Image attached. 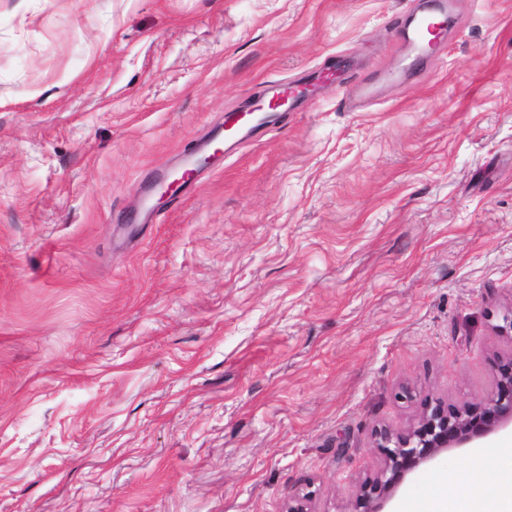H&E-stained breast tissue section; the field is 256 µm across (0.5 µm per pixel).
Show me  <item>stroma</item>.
Returning <instances> with one entry per match:
<instances>
[{"label":"stroma","mask_w":512,"mask_h":512,"mask_svg":"<svg viewBox=\"0 0 512 512\" xmlns=\"http://www.w3.org/2000/svg\"><path fill=\"white\" fill-rule=\"evenodd\" d=\"M0 0V512H352L375 431L495 390L512 352V0ZM223 166L139 223L143 182L270 86ZM512 426L384 512L512 471ZM416 24L407 33L406 48L416 57L433 54L445 43L448 31V2H417L413 8Z\"/></svg>","instance_id":"obj_1"}]
</instances>
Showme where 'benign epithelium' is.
Wrapping results in <instances>:
<instances>
[{"label":"benign epithelium","mask_w":512,"mask_h":512,"mask_svg":"<svg viewBox=\"0 0 512 512\" xmlns=\"http://www.w3.org/2000/svg\"><path fill=\"white\" fill-rule=\"evenodd\" d=\"M496 391L485 401L463 408L429 399L416 426L403 435L376 430L383 466L365 478L353 512H383L387 500L406 477L438 453L459 448L512 423V354L493 365Z\"/></svg>","instance_id":"obj_1"}]
</instances>
